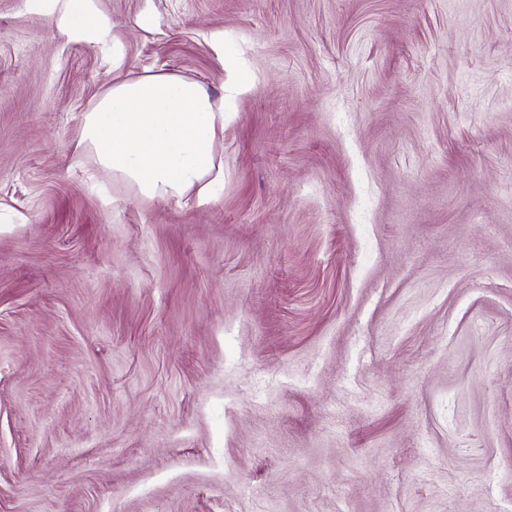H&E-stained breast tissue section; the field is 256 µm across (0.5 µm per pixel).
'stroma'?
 Listing matches in <instances>:
<instances>
[{"label": "stroma", "mask_w": 512, "mask_h": 512, "mask_svg": "<svg viewBox=\"0 0 512 512\" xmlns=\"http://www.w3.org/2000/svg\"><path fill=\"white\" fill-rule=\"evenodd\" d=\"M0 0V512H512V0ZM224 184L80 142L128 73ZM224 102L196 81L150 73L112 84L83 117L82 143L102 171L147 199H206L223 180L216 143Z\"/></svg>", "instance_id": "stroma-1"}]
</instances>
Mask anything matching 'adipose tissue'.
<instances>
[{
    "instance_id": "ef3b65f1",
    "label": "adipose tissue",
    "mask_w": 512,
    "mask_h": 512,
    "mask_svg": "<svg viewBox=\"0 0 512 512\" xmlns=\"http://www.w3.org/2000/svg\"><path fill=\"white\" fill-rule=\"evenodd\" d=\"M223 136V103L198 82L167 73L113 84L82 125V142L102 171L147 199H206L224 178L215 152Z\"/></svg>"
}]
</instances>
